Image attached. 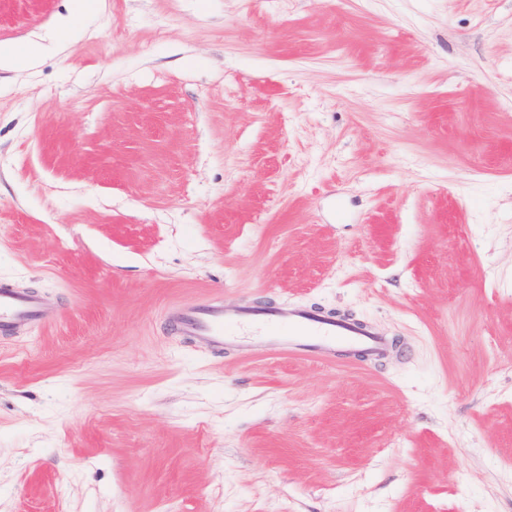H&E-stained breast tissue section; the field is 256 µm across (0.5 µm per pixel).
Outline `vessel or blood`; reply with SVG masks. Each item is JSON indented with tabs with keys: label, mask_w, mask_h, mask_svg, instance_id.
Masks as SVG:
<instances>
[{
	"label": "vessel or blood",
	"mask_w": 512,
	"mask_h": 512,
	"mask_svg": "<svg viewBox=\"0 0 512 512\" xmlns=\"http://www.w3.org/2000/svg\"><path fill=\"white\" fill-rule=\"evenodd\" d=\"M57 316L47 297L0 287V335H17ZM166 318L175 335L204 344L218 355L227 350L249 353L256 336L275 353L321 362L339 353L379 361L395 348L393 339L375 325L291 302L228 307L223 299L213 298L172 307Z\"/></svg>",
	"instance_id": "obj_1"
}]
</instances>
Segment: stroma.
I'll use <instances>...</instances> for the list:
<instances>
[{
  "label": "stroma",
  "instance_id": "1",
  "mask_svg": "<svg viewBox=\"0 0 512 512\" xmlns=\"http://www.w3.org/2000/svg\"><path fill=\"white\" fill-rule=\"evenodd\" d=\"M71 0H0V42ZM0 71V512H512V0H81ZM221 295L379 362L218 356ZM45 40L36 35L23 45L0 43V69L16 71L32 68L47 48L43 43ZM58 317L55 304L47 297L27 290L0 287V335H17L35 324ZM166 318L175 335L221 356L224 350L251 352V336H262L277 354L321 362L336 353L379 361L395 348L394 340L373 324L291 302L226 307L223 298H213L172 307Z\"/></svg>",
  "mask_w": 512,
  "mask_h": 512
}]
</instances>
